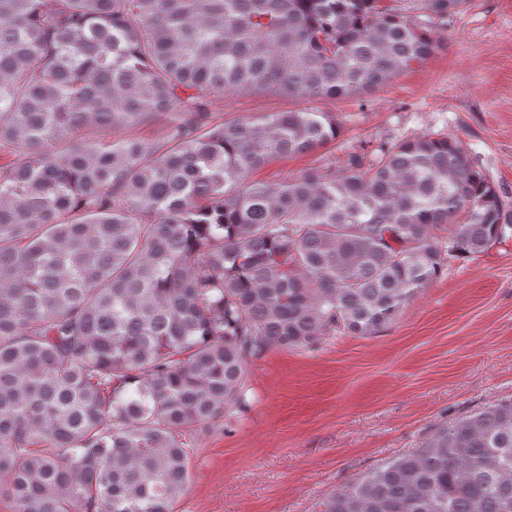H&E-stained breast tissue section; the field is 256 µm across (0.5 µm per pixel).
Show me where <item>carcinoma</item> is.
I'll list each match as a JSON object with an SVG mask.
<instances>
[{
    "label": "carcinoma",
    "mask_w": 512,
    "mask_h": 512,
    "mask_svg": "<svg viewBox=\"0 0 512 512\" xmlns=\"http://www.w3.org/2000/svg\"><path fill=\"white\" fill-rule=\"evenodd\" d=\"M0 0V498L175 512L192 435L249 359L368 337L512 214L451 137L254 181L333 112L224 119L227 93H371L469 0ZM420 12L440 25L417 24ZM160 125L155 138L119 136ZM445 226L441 238L437 228ZM322 512H512V400L436 428Z\"/></svg>",
    "instance_id": "obj_1"
}]
</instances>
